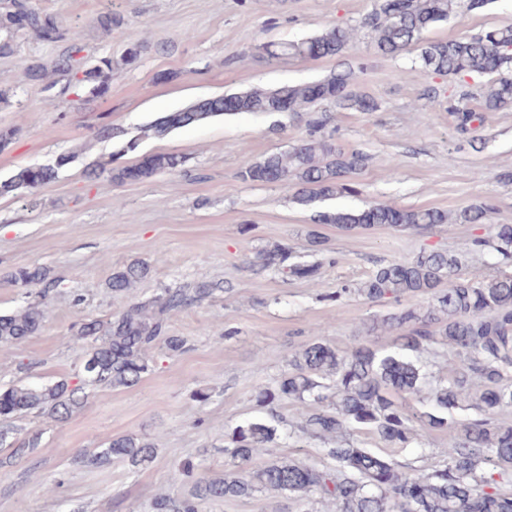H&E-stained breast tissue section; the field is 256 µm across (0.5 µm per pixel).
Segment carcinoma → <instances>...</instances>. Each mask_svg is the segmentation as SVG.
<instances>
[{"label": "carcinoma", "instance_id": "cac0c4a2", "mask_svg": "<svg viewBox=\"0 0 512 512\" xmlns=\"http://www.w3.org/2000/svg\"><path fill=\"white\" fill-rule=\"evenodd\" d=\"M491 0H405L391 13L385 0H376L361 22L370 35V45L381 56L397 57L418 51L425 72L460 81L457 98L448 101V114L457 131L473 133L466 144L478 152L480 129L489 112L512 110V23L456 40H430L427 29L461 9L472 11ZM30 33L47 42L68 43L51 66L33 63L25 68L27 79L53 87L56 72L71 76L69 88L78 100L88 94L106 93L112 74V59L102 57L89 65L81 33L62 27L52 14L35 10L30 0H0V32ZM353 26L333 27L300 41L288 42L269 56L308 59L343 57L356 39ZM143 42H129L121 64L137 65ZM360 63L345 62L341 69L319 79L320 97L311 83L278 88L253 87L240 97L241 112H276L285 102L293 112H309L310 137L285 152L272 153L239 172L245 182H281L295 188L301 205L354 192L349 175L363 170L370 156L360 150L344 152L332 139L316 137L326 118L313 112L318 104L342 110L375 112L378 101L359 90L363 72ZM487 76L480 93V108L465 105L471 97L467 77ZM224 115L221 95L158 116L146 131L163 137L179 128ZM103 138L116 139L133 151L137 140L126 138L117 126L99 129ZM182 158L168 153L146 154L132 165L112 166L102 162L90 177H108L112 183L144 182L164 172H174ZM59 164L27 166L0 182V196H22L55 178ZM496 209L491 202L471 204L453 214L436 209L399 208L375 204L354 211L322 212L318 222L341 229L367 231L376 226L398 227L421 234L435 224H488ZM490 239L472 241L471 252L490 247L504 265L512 261V224L492 225ZM263 269L281 271L296 279L314 280L321 262L292 259L286 246L276 245L259 255ZM461 259L443 249L423 250L408 262L379 264L357 292L370 301L392 300L413 304L364 327L367 336L389 332L398 335V351L382 354L371 341L350 351H340L316 341L291 353L288 372L274 386L255 392L257 406L265 416L238 426L229 436L224 453L233 470L206 475L196 465L183 463L171 481L189 479L188 495L160 493L150 503L151 512H203L204 505L256 492L270 491L305 505L324 502L334 512H512V491L502 487L512 473V422L503 414L512 409V271L478 278L461 274ZM150 267L133 260L115 270L107 283L115 295L129 292L146 279ZM16 286H42L45 294L54 286L50 270L43 266L20 267L8 276ZM224 292L219 281H199L189 287L166 288L145 302H137L103 321L83 319L72 340L87 346L82 378L72 385L66 380L42 387L0 388V445L16 433L15 421L29 414L64 421L88 402L86 386L112 388L136 385L149 371L151 354L159 340L170 352L183 349V340L167 335V320L174 311L200 303ZM46 319L45 310L28 304L0 315V344H20L37 335ZM448 349V376L431 378L422 355L434 360ZM306 408L296 439H314L328 463L308 465L290 458L273 457L252 465L257 453L277 439L278 425L288 424L276 410L282 402ZM472 410L475 417L450 421L446 413ZM365 430L390 448H406L418 440V432L448 430V448L441 465L427 473L404 469L394 458L359 446L351 431ZM39 445L38 434L10 443L12 455L23 456ZM152 443L131 435L113 438L100 451L85 452L81 462L100 466L120 459L135 467L151 461Z\"/></svg>", "mask_w": 512, "mask_h": 512}]
</instances>
